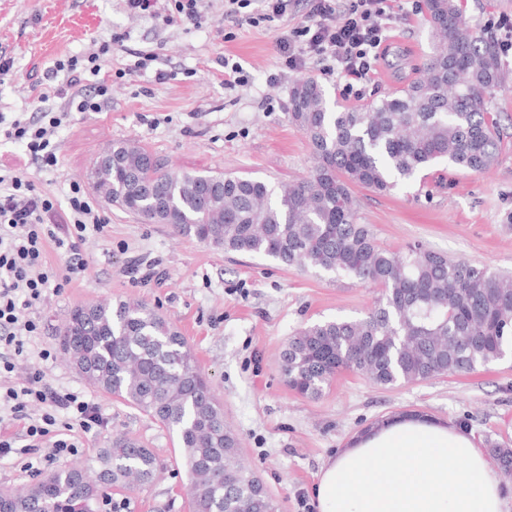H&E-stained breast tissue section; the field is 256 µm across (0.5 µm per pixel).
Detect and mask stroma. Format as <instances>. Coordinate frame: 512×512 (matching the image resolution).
<instances>
[{"instance_id": "1", "label": "stroma", "mask_w": 512, "mask_h": 512, "mask_svg": "<svg viewBox=\"0 0 512 512\" xmlns=\"http://www.w3.org/2000/svg\"><path fill=\"white\" fill-rule=\"evenodd\" d=\"M306 0H292L286 16L251 26L224 17V0H202L201 26L130 14L122 0H0V56L13 66L0 74V113L39 111L37 87L55 62L86 59L113 35L151 51L153 69L112 53L114 77L100 112L74 111L54 99L70 120L57 139L58 165L37 170L24 146L0 142V173L22 176L65 202L72 183L92 190L87 174L109 143L133 140L167 169L258 178L273 185L307 177L315 160L304 133L288 120L289 91L298 72L288 70L277 39L298 26ZM88 12L95 26L80 29L70 17ZM376 72L358 92L343 95L335 78L308 68L336 106H364L400 90L419 75L431 52L425 15L394 19ZM233 57L246 84L224 83V59ZM506 83L491 111L502 130L498 160L477 174L440 163L388 192L356 186L360 223L396 250L420 243L452 259L484 263L512 275V51L501 55ZM167 80L155 78L156 70ZM103 232H88L81 252L84 277L48 290L33 312L39 321L28 353L8 382L22 385L40 370L57 389L82 393L98 404L107 428L76 433L72 465L96 455L113 434L127 433L155 451L160 471L144 488L109 491L123 512H190L177 439L150 416L85 382L64 360L58 328L74 307L102 300L138 299L166 317L193 349L224 417L238 434L247 463L275 498L279 512H318L312 489L321 468L364 429L399 414H422L466 427L478 445L512 447V356L460 376L383 388L344 372L317 399L284 384L281 351L307 324L359 317L376 287L347 277L287 268L263 257L232 254L165 224H143L106 209ZM48 351L41 359L40 351Z\"/></svg>"}]
</instances>
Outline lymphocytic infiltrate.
<instances>
[{
	"mask_svg": "<svg viewBox=\"0 0 512 512\" xmlns=\"http://www.w3.org/2000/svg\"><path fill=\"white\" fill-rule=\"evenodd\" d=\"M308 22L283 35L276 49L288 69L322 67L350 93L355 83L367 81L384 52L386 32L394 14L395 0H306ZM89 55V71L78 70L75 62L56 63L55 71L67 74V86L74 91L80 112L103 111L104 95L111 76ZM64 88L42 84L38 100L44 108L39 118L22 115L6 118L0 113V137L24 143L40 169L58 164L56 137L63 113L50 102ZM68 213L59 217L56 198L39 190L32 181L18 176H0V374L12 373L15 361L25 353L28 337L37 335L33 310L46 300L50 286H63L81 277L88 264L80 245L88 231H101L107 221L96 201L79 184H71L66 197ZM66 255L65 266L48 264L47 247ZM45 404L39 417H31V403ZM0 413L24 422L26 443L0 438V458L15 454L25 457V469L49 465L74 454L76 444L67 438L52 439L56 426L88 433L106 426L97 406L79 393L59 391L34 373L26 385L7 387L0 394Z\"/></svg>",
	"mask_w": 512,
	"mask_h": 512,
	"instance_id": "f902f5d3",
	"label": "lymphocytic infiltrate"
}]
</instances>
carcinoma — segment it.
Segmentation results:
<instances>
[{
  "label": "carcinoma",
  "mask_w": 512,
  "mask_h": 512,
  "mask_svg": "<svg viewBox=\"0 0 512 512\" xmlns=\"http://www.w3.org/2000/svg\"><path fill=\"white\" fill-rule=\"evenodd\" d=\"M435 41L422 77L363 108L331 109L319 82L297 79L288 120L317 159L300 182L164 170L135 141L112 143L88 177L102 202L143 224L286 267L344 275L380 288L368 313L297 329L281 353L287 387L319 398L349 370L389 388L455 375L503 357L512 345V276L421 244L381 246L358 221L351 187L390 190L446 160L484 173L499 154L492 95L503 82L496 45L463 18L457 0H427ZM224 188L212 191L214 181ZM59 346L90 385L176 435L191 512H278L242 461L237 434L187 340L139 300L76 306ZM512 478V448L493 445ZM154 451L117 434L91 463L57 469L19 492L13 512H95L107 489H134L157 472Z\"/></svg>",
  "instance_id": "carcinoma-1"
}]
</instances>
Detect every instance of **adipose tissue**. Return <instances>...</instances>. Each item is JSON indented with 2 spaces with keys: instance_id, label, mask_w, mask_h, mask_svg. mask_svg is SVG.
I'll use <instances>...</instances> for the list:
<instances>
[{
  "instance_id": "ef3b65f1",
  "label": "adipose tissue",
  "mask_w": 512,
  "mask_h": 512,
  "mask_svg": "<svg viewBox=\"0 0 512 512\" xmlns=\"http://www.w3.org/2000/svg\"><path fill=\"white\" fill-rule=\"evenodd\" d=\"M502 483L472 434L401 415L340 449L314 495L319 512H504Z\"/></svg>"
}]
</instances>
